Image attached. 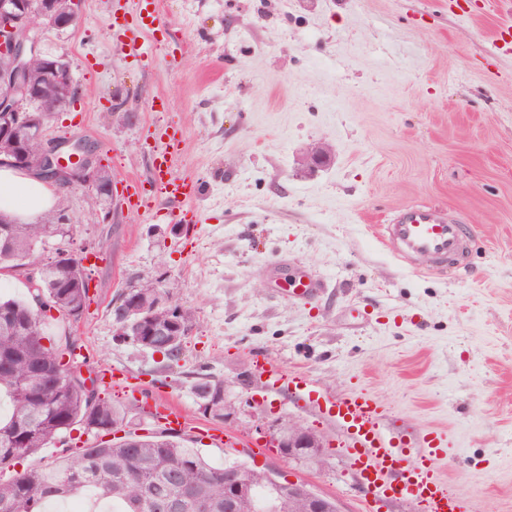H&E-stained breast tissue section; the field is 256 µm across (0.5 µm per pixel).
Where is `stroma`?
<instances>
[{"label":"stroma","mask_w":512,"mask_h":512,"mask_svg":"<svg viewBox=\"0 0 512 512\" xmlns=\"http://www.w3.org/2000/svg\"><path fill=\"white\" fill-rule=\"evenodd\" d=\"M76 3L75 29L43 33L76 88L46 135L83 141L114 210L66 191L75 223L58 245L84 258L90 302L47 332L67 328L93 370L121 368L177 407L212 463L304 482L340 512H416L366 499L340 427L294 395L265 397L263 358L327 393L370 394L392 431L446 435L431 466L468 512H512V44L496 40L512 0H160L148 58L109 26L134 0ZM167 127L182 135L175 172L201 185L202 226L124 203ZM317 145L330 159L312 171ZM414 203L470 226L463 263L414 271L382 246V224ZM302 272L325 284L310 302L277 288ZM143 277L195 315L177 364L115 336L112 300ZM200 377L223 381L227 419L202 414ZM287 423L322 438L320 462L258 451L260 430Z\"/></svg>","instance_id":"stroma-1"}]
</instances>
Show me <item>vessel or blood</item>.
I'll return each instance as SVG.
<instances>
[{"mask_svg": "<svg viewBox=\"0 0 512 512\" xmlns=\"http://www.w3.org/2000/svg\"><path fill=\"white\" fill-rule=\"evenodd\" d=\"M153 0H137V12L132 21H119L115 34L126 37L127 47H136L139 39L150 35L161 25L162 17L152 10ZM159 145L154 151L150 175L160 195H144L138 180H128L125 201L134 210L155 209L159 201L178 208L181 223L200 224V214L191 209L198 199L200 188L190 175L177 176L172 171L177 154L175 134L158 133ZM470 232L445 211L433 206L409 205L398 210L389 224L384 225L382 243L400 261L413 263L421 258L437 264L460 255ZM319 285L310 276L301 275L286 282L284 295L307 299ZM257 368L266 377L268 390L288 391L316 405L323 414L336 420L346 430L350 440L351 464L363 483L380 499L407 498L415 502L421 512H462L459 497L446 483L435 479L429 467L412 462L411 443L387 436L381 426L382 413L377 403L363 393H348L332 397L321 393L314 382L297 370H286L269 363H258Z\"/></svg>", "mask_w": 512, "mask_h": 512, "instance_id": "b4317fda", "label": "vessel or blood"}]
</instances>
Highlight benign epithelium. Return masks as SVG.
I'll return each mask as SVG.
<instances>
[{
	"label": "benign epithelium",
	"mask_w": 512,
	"mask_h": 512,
	"mask_svg": "<svg viewBox=\"0 0 512 512\" xmlns=\"http://www.w3.org/2000/svg\"><path fill=\"white\" fill-rule=\"evenodd\" d=\"M0 12L11 20V25L7 26L9 49L0 48V142L10 144L7 152H0V167L35 175L60 188L79 186L94 190L102 179L103 170L94 163L90 151L80 142L48 138L46 123L50 111L43 110L36 118L31 109L42 91L30 72V61H40L46 75L58 73L63 60L41 49L40 29L66 30L75 26V10L68 0H0ZM34 143L38 146L36 150L32 149ZM266 438L287 460L317 462L321 459V440L303 428L284 425ZM250 487L247 477L240 471L226 469L224 504H234L249 495ZM285 496L290 505L302 501L308 512H327L329 508L324 497L305 491L296 482L279 480L265 510L275 512L277 503Z\"/></svg>",
	"instance_id": "benign-epithelium-1"
}]
</instances>
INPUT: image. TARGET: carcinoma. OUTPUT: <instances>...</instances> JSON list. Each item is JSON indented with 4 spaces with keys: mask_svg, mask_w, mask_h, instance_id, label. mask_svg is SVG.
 Listing matches in <instances>:
<instances>
[{
    "mask_svg": "<svg viewBox=\"0 0 512 512\" xmlns=\"http://www.w3.org/2000/svg\"><path fill=\"white\" fill-rule=\"evenodd\" d=\"M71 102L63 92L45 96L33 107L60 110ZM64 210L62 200L55 210L30 224H18L0 212V271L34 264L35 254L51 239L64 238L56 224ZM72 262L68 251L59 249L39 269L38 287L29 289L28 298L0 296V327H12L10 335H0V395H6L10 403L8 416L0 417V473L45 447L48 437L67 439L76 425L86 428L93 441L75 458L0 478V512H45L48 502L77 497L88 490L117 512H154V506L142 501L148 488L157 502L190 488L201 496L209 512H224V469L232 462L210 464L196 449L186 447L180 435L165 431L147 435L129 431L110 444L96 441L102 434L129 426L127 412L100 397L97 389L88 393L85 382L72 373L77 339L69 332L56 337L47 334L37 318L40 314L52 319V311L61 309L75 319L82 316L89 276ZM158 291L153 280L140 279L118 294L112 315L130 323L122 337L177 362L195 318L178 305L170 313L154 309ZM170 315L182 323L177 335L147 336L141 330ZM193 391L203 413L224 416V382L202 379ZM238 466L252 479V495L238 503L237 512H258L273 484L271 474L242 462Z\"/></svg>",
    "mask_w": 512,
    "mask_h": 512,
    "instance_id": "obj_1",
    "label": "carcinoma"
}]
</instances>
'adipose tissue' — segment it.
Instances as JSON below:
<instances>
[{"label":"adipose tissue","mask_w":512,"mask_h":512,"mask_svg":"<svg viewBox=\"0 0 512 512\" xmlns=\"http://www.w3.org/2000/svg\"><path fill=\"white\" fill-rule=\"evenodd\" d=\"M58 204V195L44 182L0 168L1 209L25 216H39L56 208Z\"/></svg>","instance_id":"ef3b65f1"}]
</instances>
